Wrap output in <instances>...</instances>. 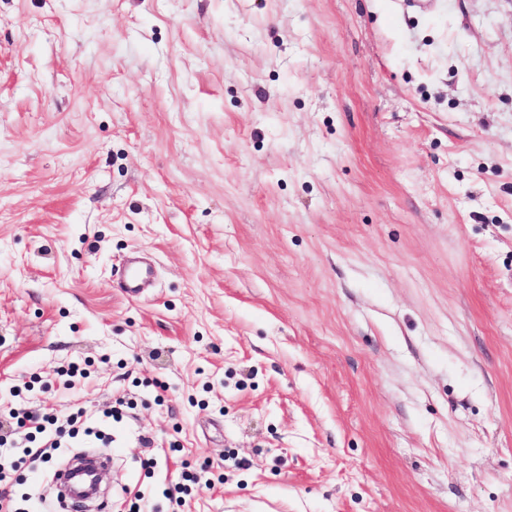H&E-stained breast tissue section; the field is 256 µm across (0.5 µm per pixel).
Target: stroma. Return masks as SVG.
Returning a JSON list of instances; mask_svg holds the SVG:
<instances>
[{"label": "stroma", "mask_w": 512, "mask_h": 512, "mask_svg": "<svg viewBox=\"0 0 512 512\" xmlns=\"http://www.w3.org/2000/svg\"><path fill=\"white\" fill-rule=\"evenodd\" d=\"M20 386L110 512H512V0H0ZM152 271L148 266L137 262H131L123 275L120 286L122 291L128 296H138L144 292L151 280Z\"/></svg>", "instance_id": "35a3bbf8"}]
</instances>
